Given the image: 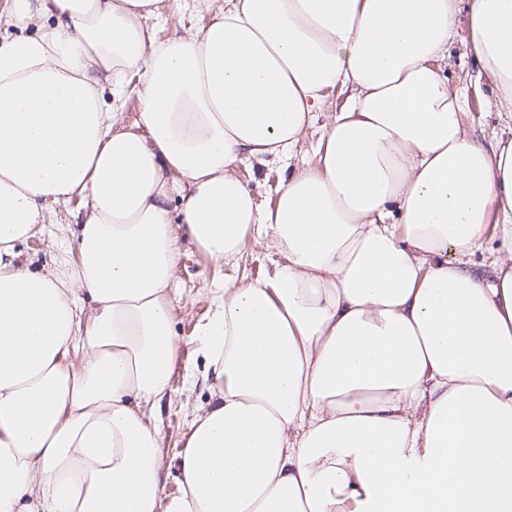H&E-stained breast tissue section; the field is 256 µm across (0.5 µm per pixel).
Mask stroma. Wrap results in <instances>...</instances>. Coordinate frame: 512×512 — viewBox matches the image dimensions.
Here are the masks:
<instances>
[{"instance_id":"stroma-1","label":"stroma","mask_w":512,"mask_h":512,"mask_svg":"<svg viewBox=\"0 0 512 512\" xmlns=\"http://www.w3.org/2000/svg\"><path fill=\"white\" fill-rule=\"evenodd\" d=\"M446 72L450 88L462 92L466 100L464 122L467 132L489 148L497 141L511 140L512 114L500 110L491 78L480 74L472 52L462 39H455L448 52ZM237 174L253 191L258 202L265 206L274 203L283 179L288 176L287 170L253 157L243 159ZM81 205V200L75 198L56 206L50 224L18 245V263L26 266L50 261L53 232L57 225L72 223L73 215ZM180 249L182 257L175 283L177 302L174 315V330L179 343L169 381L170 395L157 411L161 431L162 478L164 492L169 496L179 491L176 461L189 430L187 410L204 404L209 397L205 381L200 380L190 386L185 376L189 368L203 364L196 343V330L212 308L210 287L212 283L229 278L239 284L259 278L278 258L268 237L256 233L247 237L238 265L232 271L216 264L188 243H181Z\"/></svg>"}]
</instances>
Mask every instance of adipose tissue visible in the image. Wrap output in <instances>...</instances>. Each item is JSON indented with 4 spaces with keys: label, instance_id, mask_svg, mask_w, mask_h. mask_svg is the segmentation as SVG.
<instances>
[{
    "label": "adipose tissue",
    "instance_id": "ef3b65f1",
    "mask_svg": "<svg viewBox=\"0 0 512 512\" xmlns=\"http://www.w3.org/2000/svg\"><path fill=\"white\" fill-rule=\"evenodd\" d=\"M160 2L0 8V512H512V141L470 136L445 71L466 31L512 112V0H228L199 26L176 0L158 42ZM246 154L290 168L273 206ZM75 197L51 266L18 267ZM254 231L280 259L197 327L210 397L168 496L178 236L233 268ZM324 122V118L320 117L314 127L308 132L302 146L297 151V156L294 159L293 166L295 169L302 168L305 162L314 159V154L318 148L321 136L320 125ZM496 232L494 229V225H490L489 232L485 239L484 245L481 250L477 251L475 255L472 257V261L474 263V268L480 272L485 274H491L493 268V262L496 258L495 248H496ZM491 276V275H490Z\"/></svg>",
    "mask_w": 512,
    "mask_h": 512
}]
</instances>
